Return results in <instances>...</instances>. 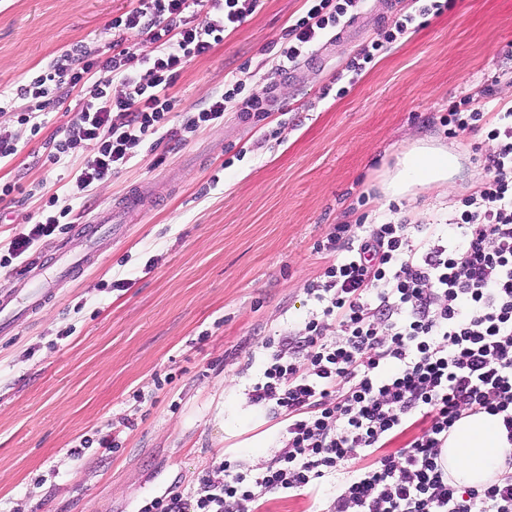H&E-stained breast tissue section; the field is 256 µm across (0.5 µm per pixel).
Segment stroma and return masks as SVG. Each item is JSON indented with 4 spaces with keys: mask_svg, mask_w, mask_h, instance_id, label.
Listing matches in <instances>:
<instances>
[{
    "mask_svg": "<svg viewBox=\"0 0 512 512\" xmlns=\"http://www.w3.org/2000/svg\"><path fill=\"white\" fill-rule=\"evenodd\" d=\"M132 6L0 0V135L18 148L0 164V188L14 187L0 192V291L27 285L28 261L8 243L35 222L44 189L58 190L71 223L132 186L147 200L100 241L101 259L0 336V512H138L220 464L254 469L255 440L273 457L285 424L245 391L266 340L301 335L319 313L306 289L342 257L319 243L337 224L357 237L382 220L446 223L485 176L490 145L482 131L448 137L441 115L463 99L489 113L512 106V0H448L356 76L351 63L415 0H365L289 76L271 67L304 0H264L186 65L171 95L181 116L237 79L268 112L246 120L231 108L220 125L163 136L76 195L69 164L47 161L44 143L62 137L79 96L50 103L34 136L17 90L74 44L110 55L112 20ZM421 142L456 153L458 174L447 190L386 201L387 171ZM334 484L267 494L261 512H326Z\"/></svg>",
    "mask_w": 512,
    "mask_h": 512,
    "instance_id": "35a3bbf8",
    "label": "stroma"
}]
</instances>
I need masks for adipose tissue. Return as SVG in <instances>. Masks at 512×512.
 Masks as SVG:
<instances>
[{
	"mask_svg": "<svg viewBox=\"0 0 512 512\" xmlns=\"http://www.w3.org/2000/svg\"><path fill=\"white\" fill-rule=\"evenodd\" d=\"M458 168V158L448 150L427 144L403 153L383 185L388 198L409 196L419 189L447 187ZM505 430L498 417L479 413L457 421L441 451L453 483L479 488L498 479L504 470Z\"/></svg>",
	"mask_w": 512,
	"mask_h": 512,
	"instance_id": "adipose-tissue-1",
	"label": "adipose tissue"
}]
</instances>
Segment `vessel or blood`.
Segmentation results:
<instances>
[{
	"label": "vessel or blood",
	"mask_w": 512,
	"mask_h": 512,
	"mask_svg": "<svg viewBox=\"0 0 512 512\" xmlns=\"http://www.w3.org/2000/svg\"><path fill=\"white\" fill-rule=\"evenodd\" d=\"M142 198L139 193L124 195L112 207L100 210L76 225L75 231L86 242L87 250L78 256L56 257L53 267L54 275L59 279L74 277L91 259L98 256V242L101 236L123 228L126 213L141 209ZM43 262H35L27 272L29 283L25 293L7 292L0 294V334L10 332L19 316L40 309L50 296L48 281L40 278Z\"/></svg>",
	"instance_id": "vessel-or-blood-1"
}]
</instances>
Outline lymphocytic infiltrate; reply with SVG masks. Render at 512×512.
<instances>
[{
	"instance_id": "lymphocytic-infiltrate-1",
	"label": "lymphocytic infiltrate",
	"mask_w": 512,
	"mask_h": 512,
	"mask_svg": "<svg viewBox=\"0 0 512 512\" xmlns=\"http://www.w3.org/2000/svg\"><path fill=\"white\" fill-rule=\"evenodd\" d=\"M260 0H136L116 16L112 54L83 45L67 51L18 89L36 117L51 100L83 93L77 121L46 142L60 161L92 144L93 158L73 174L90 192L133 159L145 140L171 120L170 91L185 65L230 35ZM361 0H305L303 14L282 36L274 71L286 73L330 33L344 26ZM145 48L126 47L127 37ZM118 92H111L112 84ZM243 116L261 114L263 99L244 95L239 82L215 94L188 117L196 131L218 125L229 104ZM484 114L467 103L449 106L441 121L450 137L486 131L492 148L488 176L463 198L462 210L441 235L420 224H370L346 257L326 267L307 293L321 308L302 343L278 340L247 396L286 423L283 445L263 470L224 467L203 475L196 489L145 500L139 512H259L269 492H316L320 479L350 459L368 466L341 485L328 512H512V477L478 489L448 479L440 450L464 415L501 417L512 468V107ZM69 208L49 196L36 223L9 243L13 258L52 235ZM337 329L342 340L327 339ZM413 436L397 453L394 437Z\"/></svg>"
}]
</instances>
